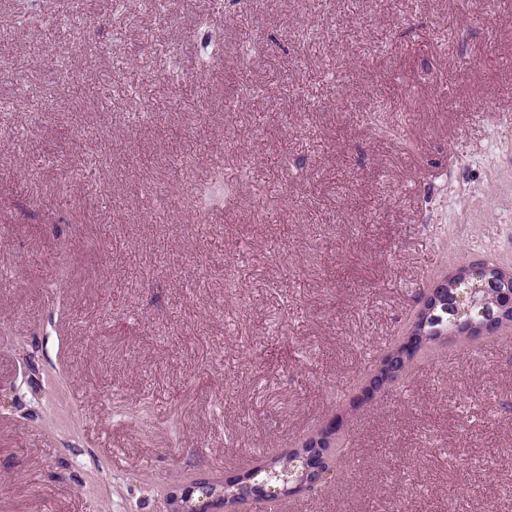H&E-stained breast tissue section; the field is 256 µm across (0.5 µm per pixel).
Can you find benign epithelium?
<instances>
[{
	"label": "benign epithelium",
	"mask_w": 512,
	"mask_h": 512,
	"mask_svg": "<svg viewBox=\"0 0 512 512\" xmlns=\"http://www.w3.org/2000/svg\"><path fill=\"white\" fill-rule=\"evenodd\" d=\"M445 294L448 306L456 309V324L466 330V323L481 324L483 336H495L504 324V312L512 310V272L505 271L496 265L477 259L462 268L456 276L439 279L423 294L410 329L425 325L437 309V295ZM336 479V458L330 454H321L311 459L308 476L303 478L301 473L292 470H266V478L259 482L268 497L255 493L254 487L243 476L234 475L225 479V483L233 484L236 488V500L229 501L224 495L213 494L201 496L199 501L187 508L181 503L183 498H191L203 486V480L198 479L188 485L179 483L173 485L168 492V512H222V507L233 506L245 501L269 502L271 497H282L303 490L311 491L317 487L326 486Z\"/></svg>",
	"instance_id": "1"
}]
</instances>
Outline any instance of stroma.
<instances>
[{"label":"stroma","instance_id":"obj_1","mask_svg":"<svg viewBox=\"0 0 512 512\" xmlns=\"http://www.w3.org/2000/svg\"><path fill=\"white\" fill-rule=\"evenodd\" d=\"M104 2L0 0V512H166L333 419L335 483L240 512H512V327L362 392L512 271V0ZM442 293H445V302L448 299V308L454 306L456 309V324L465 330L462 336L470 334L467 322L475 326L481 322L479 336H495L505 322V309L512 310V272L477 259L462 268L451 280L445 277L435 281L421 298L410 332L420 324L426 325L433 315L435 317L426 330H440L447 333L446 336L454 331V312L446 310L447 305L437 308L439 300L436 295ZM506 301L507 308L502 307L501 302ZM496 319L500 320L498 325Z\"/></svg>","mask_w":512,"mask_h":512}]
</instances>
